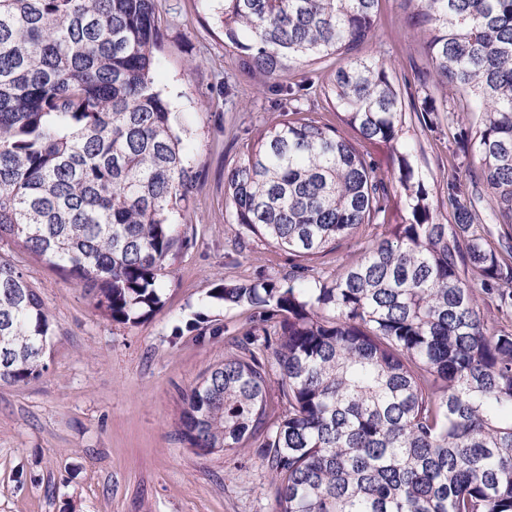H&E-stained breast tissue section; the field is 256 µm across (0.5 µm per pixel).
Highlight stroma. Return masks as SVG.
Returning <instances> with one entry per match:
<instances>
[{
    "instance_id": "obj_1",
    "label": "stroma",
    "mask_w": 512,
    "mask_h": 512,
    "mask_svg": "<svg viewBox=\"0 0 512 512\" xmlns=\"http://www.w3.org/2000/svg\"><path fill=\"white\" fill-rule=\"evenodd\" d=\"M214 0H162L157 89L169 101L199 172L181 223L192 243L168 266L160 311L137 325L95 314L80 288L12 243L14 256L49 310L55 336L47 371L25 384H0V512H272L267 469L254 450L194 453L178 434L186 392L254 324L245 307L209 296L220 282L265 274L285 279L297 262L256 237H240L224 175L243 158L257 129L276 118L268 80L248 73L224 46ZM407 0H380L378 24L361 53L392 61L408 94L440 96L425 82L424 36L411 26ZM232 85L234 98L223 96ZM423 155L418 164L434 190L457 174L451 130L430 132L408 118ZM382 227L362 226L315 269L329 274L356 264ZM217 317L226 334L186 330L197 313ZM182 327L174 335V327Z\"/></svg>"
}]
</instances>
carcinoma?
<instances>
[{"mask_svg": "<svg viewBox=\"0 0 512 512\" xmlns=\"http://www.w3.org/2000/svg\"><path fill=\"white\" fill-rule=\"evenodd\" d=\"M158 2L0 0V239L126 325L162 306L167 261L190 243L174 216L198 179L196 147L153 80ZM221 2L224 43L288 98L225 173L233 223L303 273L211 290L259 324L184 397L182 441L206 455L263 435L273 512H512V332L475 296L512 312V0H408L444 90L413 111L427 128L457 125L468 173L448 179L446 223L389 65L357 55L379 0ZM316 85L359 140L392 147L407 211L327 276L309 263L386 223L389 189L295 105ZM478 180L508 227L498 250L467 188ZM53 336L41 296L0 254V382L41 376ZM274 382L288 411L270 424Z\"/></svg>", "mask_w": 512, "mask_h": 512, "instance_id": "cac0c4a2", "label": "carcinoma"}]
</instances>
